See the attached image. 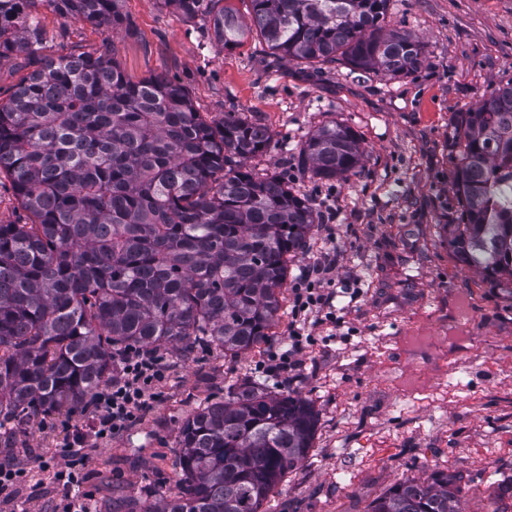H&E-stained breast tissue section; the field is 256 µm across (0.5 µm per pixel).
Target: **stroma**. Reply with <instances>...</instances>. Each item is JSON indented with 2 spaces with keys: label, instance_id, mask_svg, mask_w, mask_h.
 Wrapping results in <instances>:
<instances>
[{
  "label": "stroma",
  "instance_id": "stroma-1",
  "mask_svg": "<svg viewBox=\"0 0 512 512\" xmlns=\"http://www.w3.org/2000/svg\"><path fill=\"white\" fill-rule=\"evenodd\" d=\"M120 11L129 24L115 30L36 0L30 20L43 34L40 55L103 53L132 81L167 76L207 118L243 113L271 136L247 167L283 174L294 193L336 219L314 225L290 257L281 317L261 343L237 356L164 346L170 371L160 400L90 453L82 488L89 512L176 496L180 425L244 382L300 394L317 415L307 461L261 512H368L394 483L435 471L462 474L470 512H490L498 484L512 476V292L463 264L449 243L460 210L451 132L458 113L512 79V0H391L389 21L418 36L427 56L418 72L393 80L338 62H287L254 33L224 48L206 22L159 0H120ZM332 122L349 127L364 150L344 181L298 165L303 143ZM326 252L338 258L337 287L352 292L345 325L317 327L294 376H266L262 364L290 332L291 284ZM462 367V387L430 405L404 398L394 382L408 372L437 384ZM87 428L81 408L1 426L0 460L28 476L0 493V512H55L67 492L52 477L56 451ZM339 469L348 473L342 484Z\"/></svg>",
  "mask_w": 512,
  "mask_h": 512
}]
</instances>
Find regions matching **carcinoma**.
<instances>
[{
  "mask_svg": "<svg viewBox=\"0 0 512 512\" xmlns=\"http://www.w3.org/2000/svg\"><path fill=\"white\" fill-rule=\"evenodd\" d=\"M33 0H0V60L31 71L0 102V173L28 224H0V421L77 408L112 375L126 346L203 344L238 355L280 311L288 257L318 214L276 173L245 162L267 129L237 112L207 120L163 75L138 83L104 54H37ZM63 15L114 29L119 0H49ZM213 26L228 48L255 31L290 63L342 61L388 79L416 73L423 42L390 26V0H160ZM460 220L448 225L462 261L512 282V81L459 113ZM301 166L346 180L363 151L346 126L319 127ZM311 404L251 383L188 417L178 433L181 492L160 512H260L284 475L308 458ZM460 474L399 481L369 512H468Z\"/></svg>",
  "mask_w": 512,
  "mask_h": 512,
  "instance_id": "cac0c4a2",
  "label": "carcinoma"
}]
</instances>
